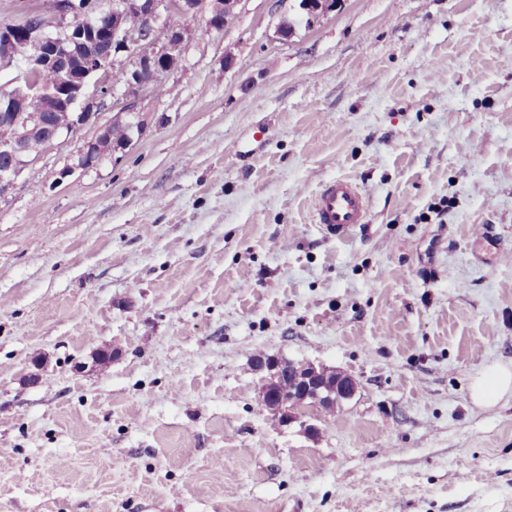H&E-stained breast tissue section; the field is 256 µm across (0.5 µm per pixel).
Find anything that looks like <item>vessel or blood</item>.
Segmentation results:
<instances>
[{
	"label": "vessel or blood",
	"mask_w": 512,
	"mask_h": 512,
	"mask_svg": "<svg viewBox=\"0 0 512 512\" xmlns=\"http://www.w3.org/2000/svg\"><path fill=\"white\" fill-rule=\"evenodd\" d=\"M316 223L330 234L342 235L365 224L368 197L355 182L342 178L323 186L313 200Z\"/></svg>",
	"instance_id": "1"
}]
</instances>
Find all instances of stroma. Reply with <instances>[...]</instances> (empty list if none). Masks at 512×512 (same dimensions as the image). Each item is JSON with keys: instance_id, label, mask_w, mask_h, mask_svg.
I'll return each instance as SVG.
<instances>
[{"instance_id": "1", "label": "stroma", "mask_w": 512, "mask_h": 512, "mask_svg": "<svg viewBox=\"0 0 512 512\" xmlns=\"http://www.w3.org/2000/svg\"><path fill=\"white\" fill-rule=\"evenodd\" d=\"M289 8L191 20L131 147L60 178L101 105L0 203V512H512V397L470 398L512 367V0ZM259 353L358 390L279 425ZM297 3L296 13L284 15L277 28L280 39L286 41L293 36L296 27L304 24L306 28L313 27L321 18L336 8L339 0H294ZM312 209L316 224H321L330 234L343 235L351 228L365 224L368 197L350 179H336L320 189ZM510 393L512 394V369L499 365L474 381L470 397L475 405L487 407Z\"/></svg>"}]
</instances>
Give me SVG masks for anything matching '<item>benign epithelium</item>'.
Listing matches in <instances>:
<instances>
[{
  "mask_svg": "<svg viewBox=\"0 0 512 512\" xmlns=\"http://www.w3.org/2000/svg\"><path fill=\"white\" fill-rule=\"evenodd\" d=\"M240 0H53L51 8L29 9L16 21L0 25V69L25 60L24 84L0 92V154L10 164L0 168V201L14 188L28 158L58 147L93 116L92 109L112 98V122L98 128L83 143L60 177L99 165L108 155L128 148L133 138L112 144L111 132L128 127L142 135L148 116L138 101L164 90L163 78L182 61L191 28L189 21L202 13L213 30L224 28V17L236 13ZM296 13L283 16L277 34L286 41L296 27H313L336 8L339 0H296ZM180 17L172 24L173 15ZM120 69L119 81L109 71ZM39 72L55 74L41 86ZM39 101L40 109L32 108ZM258 372L284 374L293 379L292 392L262 384L263 407L284 423H297L307 433L317 427L301 420L295 409L308 404L336 408L352 398L356 379L344 372L312 363L285 362L272 356L253 360Z\"/></svg>",
  "mask_w": 512,
  "mask_h": 512,
  "instance_id": "7a95c632",
  "label": "benign epithelium"
}]
</instances>
